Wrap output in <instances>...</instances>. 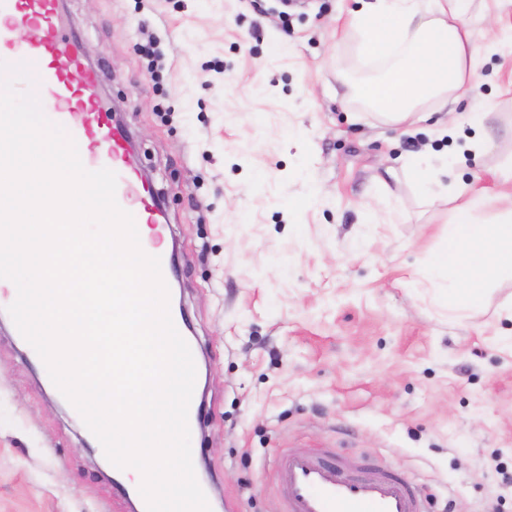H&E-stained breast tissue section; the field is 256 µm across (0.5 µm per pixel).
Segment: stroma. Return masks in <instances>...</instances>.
Wrapping results in <instances>:
<instances>
[{
    "instance_id": "stroma-1",
    "label": "stroma",
    "mask_w": 512,
    "mask_h": 512,
    "mask_svg": "<svg viewBox=\"0 0 512 512\" xmlns=\"http://www.w3.org/2000/svg\"><path fill=\"white\" fill-rule=\"evenodd\" d=\"M356 0H64L98 94L129 132V162L161 196L174 281L203 348L192 458L216 512H281L290 448L383 462L427 512H512V349L498 311L450 316L428 278L450 204L407 161L491 184L512 151V55L483 51L465 92L495 108L491 145L430 123L384 122L352 86L371 78ZM287 52L273 53L280 40ZM315 202L293 207L308 188ZM0 287V512H128L127 484L46 366L15 336Z\"/></svg>"
}]
</instances>
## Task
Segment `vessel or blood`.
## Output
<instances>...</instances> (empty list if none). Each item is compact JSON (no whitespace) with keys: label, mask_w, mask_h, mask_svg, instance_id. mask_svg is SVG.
<instances>
[{"label":"vessel or blood","mask_w":512,"mask_h":512,"mask_svg":"<svg viewBox=\"0 0 512 512\" xmlns=\"http://www.w3.org/2000/svg\"><path fill=\"white\" fill-rule=\"evenodd\" d=\"M62 14V0H0V61L32 65L38 88L53 103L49 121L84 146V167L114 171L118 205L136 224H160L162 212L154 193L127 163L130 138L125 128L109 121L97 105L85 112L72 107L78 91L90 89L96 74L85 64L77 40L66 35ZM20 21L36 31L24 42L16 35ZM275 478L285 512H424L408 478L371 460L357 463L291 448L282 456Z\"/></svg>","instance_id":"vessel-or-blood-1"}]
</instances>
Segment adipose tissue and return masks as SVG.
<instances>
[{"instance_id":"obj_1","label":"adipose tissue","mask_w":512,"mask_h":512,"mask_svg":"<svg viewBox=\"0 0 512 512\" xmlns=\"http://www.w3.org/2000/svg\"><path fill=\"white\" fill-rule=\"evenodd\" d=\"M359 2L350 17L357 55L379 65L381 73L378 80L356 84L355 97L397 125L412 123L418 107L429 101L444 110L440 132L452 133L464 122L481 125L494 108L491 101L477 98L468 111L454 109L461 92L479 80L478 48L468 26L473 0ZM410 170L425 195L437 190L453 203L430 261L439 298L453 315L477 310L493 282L512 278V196L489 218L485 190L443 184L442 171L423 167L418 159Z\"/></svg>"}]
</instances>
